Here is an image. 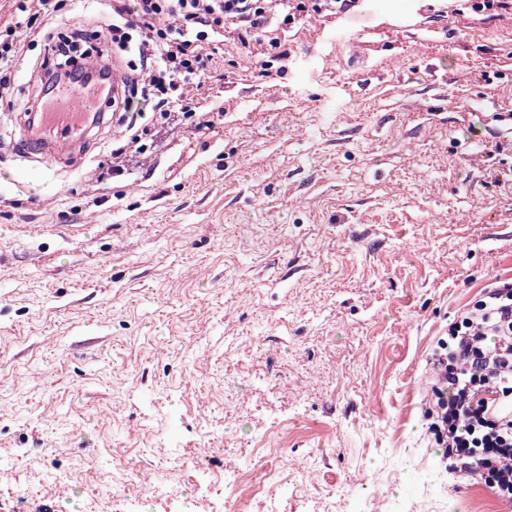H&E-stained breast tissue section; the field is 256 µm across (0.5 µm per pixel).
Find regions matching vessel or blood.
I'll return each mask as SVG.
<instances>
[{"instance_id": "obj_1", "label": "vessel or blood", "mask_w": 512, "mask_h": 512, "mask_svg": "<svg viewBox=\"0 0 512 512\" xmlns=\"http://www.w3.org/2000/svg\"><path fill=\"white\" fill-rule=\"evenodd\" d=\"M55 98L45 104L39 122L24 118L21 126V149L27 156L44 159H65L89 144L95 128L110 125L109 105L101 98L98 84L88 83L74 89L59 85ZM97 113H90V106Z\"/></svg>"}]
</instances>
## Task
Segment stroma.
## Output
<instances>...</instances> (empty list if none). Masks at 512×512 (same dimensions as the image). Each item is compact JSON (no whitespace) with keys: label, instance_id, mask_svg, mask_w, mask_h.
Wrapping results in <instances>:
<instances>
[{"label":"stroma","instance_id":"35a3bbf8","mask_svg":"<svg viewBox=\"0 0 512 512\" xmlns=\"http://www.w3.org/2000/svg\"><path fill=\"white\" fill-rule=\"evenodd\" d=\"M218 45L123 177L19 154L0 118V512H501L424 418L449 322L512 284V14L358 0ZM288 483L275 482L272 487L254 498V512H281L278 508L281 498L285 495Z\"/></svg>","mask_w":512,"mask_h":512}]
</instances>
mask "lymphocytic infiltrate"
<instances>
[{
	"label": "lymphocytic infiltrate",
	"instance_id": "1",
	"mask_svg": "<svg viewBox=\"0 0 512 512\" xmlns=\"http://www.w3.org/2000/svg\"><path fill=\"white\" fill-rule=\"evenodd\" d=\"M275 0H108L113 46L134 49L139 63L124 76L125 131L100 161L112 175L126 172L127 158L145 153L149 127L139 125V104L152 106L157 123L179 121L211 130L222 113L197 110L194 89L205 85L203 50L232 35L242 48L252 37L280 41L272 29ZM9 21L0 22V110L16 111L12 71L23 54L33 21H40L44 59L53 76L72 87L86 80L71 43L58 37L57 0H13ZM431 360L429 426L443 460L465 477L484 480L512 512V416L495 407L512 402V285L489 289L448 326L447 339Z\"/></svg>",
	"mask_w": 512,
	"mask_h": 512
}]
</instances>
